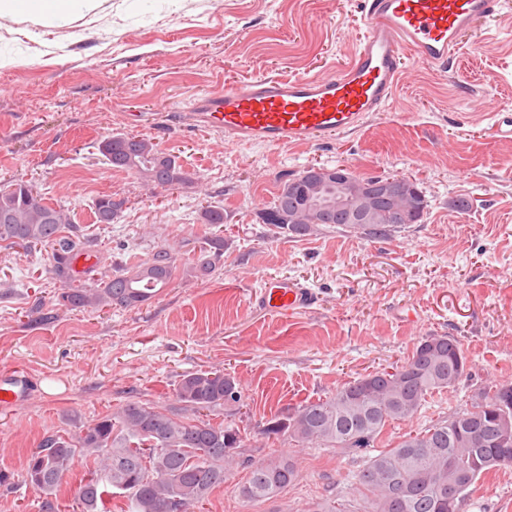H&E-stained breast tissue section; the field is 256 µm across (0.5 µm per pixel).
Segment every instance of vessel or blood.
<instances>
[{
  "mask_svg": "<svg viewBox=\"0 0 512 512\" xmlns=\"http://www.w3.org/2000/svg\"><path fill=\"white\" fill-rule=\"evenodd\" d=\"M501 0H364L366 31L353 60L321 77H265L228 86L196 103V122L239 142L274 146L312 144L360 127L391 102L405 54L443 68L460 36L498 14ZM300 284L272 279L255 303L275 314H295L315 303Z\"/></svg>",
  "mask_w": 512,
  "mask_h": 512,
  "instance_id": "vessel-or-blood-1",
  "label": "vessel or blood"
}]
</instances>
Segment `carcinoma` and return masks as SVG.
I'll return each mask as SVG.
<instances>
[{
	"instance_id": "carcinoma-1",
	"label": "carcinoma",
	"mask_w": 512,
	"mask_h": 512,
	"mask_svg": "<svg viewBox=\"0 0 512 512\" xmlns=\"http://www.w3.org/2000/svg\"><path fill=\"white\" fill-rule=\"evenodd\" d=\"M100 154L116 169L132 172L161 187L185 184L188 175L176 157L132 134L111 135L99 142ZM422 194L412 198H378L369 224H353L330 211L322 222H310L300 200L288 192V179L275 202L259 219L292 236H306L332 226L357 237L385 240L423 218ZM401 209L410 210L398 223ZM119 206L104 196L96 203L99 221L109 224ZM0 211L11 220L0 223V242L29 251L51 249L55 272L63 283L57 301L67 308L135 307L167 287L177 270V258L166 248L94 288L76 285L73 264L80 256L95 257L93 241L69 235L73 219L64 206L49 204L20 181L0 188ZM209 226L192 266L183 273L205 277L221 267L224 257V209L201 210ZM467 371V357L455 336H426L407 357L360 375L325 399L299 405L284 418L272 419L264 433L287 437L306 448L364 449L367 460L356 475L358 497L346 501L322 496L308 512H459L466 495L482 478L512 465V384H493L470 407L420 431L408 433L392 447L377 444L386 426L412 420L427 397L456 387ZM177 397L195 412L218 406L242 405L236 380L222 370H198L183 375ZM240 431L198 417L184 420L158 408L129 402L97 418L76 433L46 435L27 458L25 482L38 493V512H59L57 493L79 458L87 462L74 491L78 512H110L112 498L126 499L128 512H194L231 469L248 470L239 487L249 504L269 501L299 478L289 454L268 458L242 456ZM460 483L459 496L448 504V481Z\"/></svg>"
}]
</instances>
